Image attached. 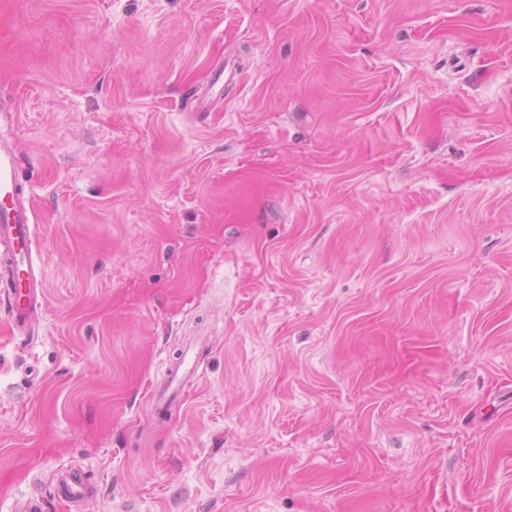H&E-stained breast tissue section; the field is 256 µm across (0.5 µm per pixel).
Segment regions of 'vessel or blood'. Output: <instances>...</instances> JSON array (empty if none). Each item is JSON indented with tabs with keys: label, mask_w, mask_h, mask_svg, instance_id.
<instances>
[{
	"label": "vessel or blood",
	"mask_w": 512,
	"mask_h": 512,
	"mask_svg": "<svg viewBox=\"0 0 512 512\" xmlns=\"http://www.w3.org/2000/svg\"><path fill=\"white\" fill-rule=\"evenodd\" d=\"M40 249L34 213L17 173L15 151L9 141H0V283L5 300L19 331H26L34 314L42 283L32 273L30 262ZM198 366L195 354H184L166 371L168 401L153 399L155 410L172 416L179 411ZM91 495L89 487L76 476L61 480L58 498L69 507L80 506Z\"/></svg>",
	"instance_id": "vessel-or-blood-1"
}]
</instances>
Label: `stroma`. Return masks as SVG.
<instances>
[{
    "label": "stroma",
    "instance_id": "obj_1",
    "mask_svg": "<svg viewBox=\"0 0 512 512\" xmlns=\"http://www.w3.org/2000/svg\"><path fill=\"white\" fill-rule=\"evenodd\" d=\"M0 135V512H512V0H0ZM0 283L19 331L25 332L42 293V282L31 270V259L39 252L34 213L17 173L15 151L8 140L0 141ZM25 282V288H18ZM197 366V354H190L189 351L179 361L170 365L166 371V390L169 392V401H160L159 387L156 386L151 393L153 408L164 412L170 418L175 415L193 385L194 378L190 372H193ZM91 496L89 487L77 476L61 480L58 499L68 507H78Z\"/></svg>",
    "mask_w": 512,
    "mask_h": 512
}]
</instances>
